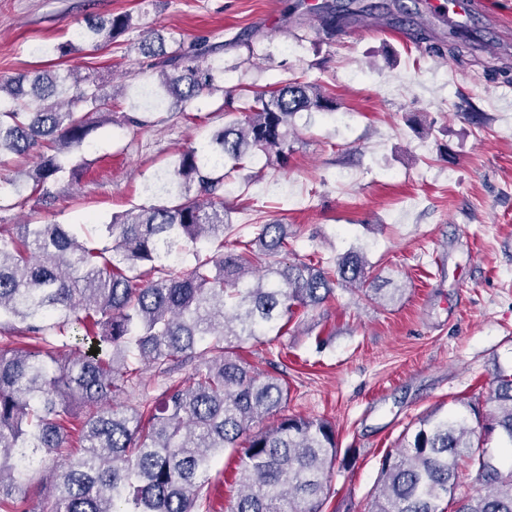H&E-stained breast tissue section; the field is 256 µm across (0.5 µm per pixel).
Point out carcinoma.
Masks as SVG:
<instances>
[{
	"label": "carcinoma",
	"instance_id": "cac0c4a2",
	"mask_svg": "<svg viewBox=\"0 0 512 512\" xmlns=\"http://www.w3.org/2000/svg\"><path fill=\"white\" fill-rule=\"evenodd\" d=\"M309 12L329 38L360 17L327 2ZM133 28L121 14L88 22L77 39L98 47ZM75 50L71 42L38 48L59 58ZM139 50L155 93L182 111L224 75L213 58L220 48L204 40L169 51L154 33ZM335 107L320 84L300 78L249 90L210 143L171 162L161 185L168 204L100 225L102 247L66 224H0V512H34L45 488L51 512H117L118 503L123 512H212L207 486L228 448L240 486L231 512H323L339 455L335 428L303 416L271 420L288 400V381L239 350L280 334L296 310L316 309L338 289L380 306L403 289L383 291L360 249L286 261L288 225L277 221L236 239L224 180L250 150L282 157L298 113ZM114 108L95 72L1 76L0 164L36 157L28 179L12 182L15 193L54 200L57 183L79 177L80 166L67 169L62 158L83 147L95 128L90 115ZM227 238L237 248L224 251ZM190 362L191 373L173 379ZM145 368L154 371L151 389ZM491 401L502 449L473 440L475 403L430 413L381 459L369 512H439L444 498L455 512H512V464L502 457L512 450L511 374L496 376ZM463 464L477 487L458 498Z\"/></svg>",
	"mask_w": 512,
	"mask_h": 512
}]
</instances>
